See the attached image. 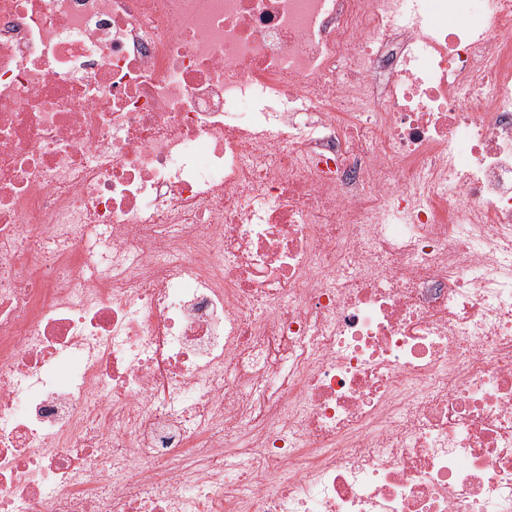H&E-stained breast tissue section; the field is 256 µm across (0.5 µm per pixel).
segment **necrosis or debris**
Instances as JSON below:
<instances>
[{"instance_id":"necrosis-or-debris-1","label":"necrosis or debris","mask_w":512,"mask_h":512,"mask_svg":"<svg viewBox=\"0 0 512 512\" xmlns=\"http://www.w3.org/2000/svg\"><path fill=\"white\" fill-rule=\"evenodd\" d=\"M0 512H512V0H0Z\"/></svg>"}]
</instances>
